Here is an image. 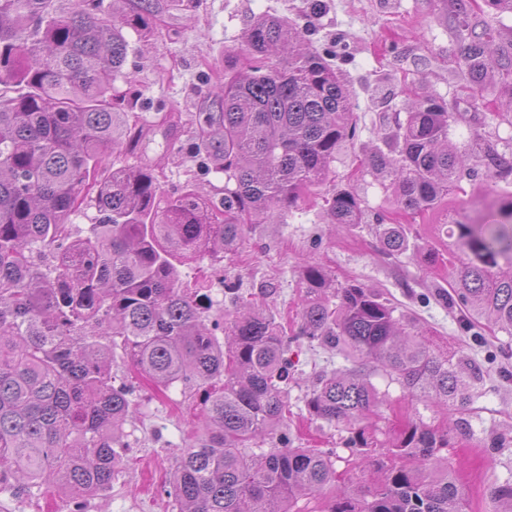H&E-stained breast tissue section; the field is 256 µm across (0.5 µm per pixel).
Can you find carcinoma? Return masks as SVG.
Here are the masks:
<instances>
[{"mask_svg":"<svg viewBox=\"0 0 512 512\" xmlns=\"http://www.w3.org/2000/svg\"><path fill=\"white\" fill-rule=\"evenodd\" d=\"M122 0H0V494L39 497L52 488L85 512L112 487L132 451L127 427L138 409L129 380L112 373L119 356L159 390L209 386L205 435L182 448L170 496L179 512H296L298 498L336 482L333 452L265 447L287 419L288 334L256 302L214 316L209 289L185 284L179 266L232 252L251 224L271 222L325 182L330 163L355 138L350 90L336 67L306 47L308 31L273 17L244 32L250 73L224 67L196 151L224 173L216 204L189 185L162 199L157 176L107 166L130 137L112 110L114 81L130 43L146 30L151 0L127 13ZM474 0H447L468 40L463 74L470 98L490 76L512 74V53L492 56V30L471 23ZM452 113L417 94L406 119L373 150L368 167L390 179L398 205L437 207L471 176L467 153L448 144ZM488 173L512 160L488 147ZM97 222L72 232L85 201ZM333 224H357L349 188L325 198ZM388 254L408 239L379 225ZM460 252L446 299L479 323L512 330V193L492 222L447 230ZM298 336L359 362L321 371L306 401L328 423L378 414L382 373L415 397L462 410L471 375L408 331L411 321L371 288L338 284L306 264ZM231 337L224 346L220 335ZM377 474L330 497L324 512H465L455 479L438 462L447 434L411 425L390 446L364 431L347 439ZM494 512H512V483L490 488Z\"/></svg>","mask_w":512,"mask_h":512,"instance_id":"obj_1","label":"carcinoma"}]
</instances>
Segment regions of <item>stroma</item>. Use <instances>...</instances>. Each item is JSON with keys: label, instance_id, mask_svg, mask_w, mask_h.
<instances>
[{"label": "stroma", "instance_id": "35a3bbf8", "mask_svg": "<svg viewBox=\"0 0 512 512\" xmlns=\"http://www.w3.org/2000/svg\"><path fill=\"white\" fill-rule=\"evenodd\" d=\"M153 9L149 33L129 32L124 75L116 81L120 95L114 107L128 113L138 139L110 160L155 169L164 196L194 184L208 199L223 197V174L203 167L193 144L202 113L217 109L214 90L224 82L225 64L247 70L242 36L260 15L311 28V49L335 58L349 82L357 119L356 137L333 163L327 184L312 189L281 223L251 225L221 263L187 264L183 279L207 276L216 307L233 312L235 296H244L263 304L290 332L299 320L305 263L322 266L338 283L382 290L421 328L432 349L470 361L481 378L471 387L463 415L469 426L460 429L457 411L412 398L399 383L374 375L372 383L388 402L364 424L382 442L410 424L447 430L442 463L463 491L467 512H492L489 486L512 483V332L488 326L473 336L464 327V311L441 294L458 264L447 225L475 220L486 206L500 204L512 192V174L494 178L479 171L463 181L452 204L425 217L397 205L388 180L371 172L365 155L393 129L396 114L405 113V88L419 85L453 106L449 138L466 148L469 167L477 168L482 145L471 141L473 127H480L483 143L511 152L512 77L486 83L479 108L470 106L460 69L467 41L448 20L444 0H153ZM347 186L363 201L361 221L335 227L324 199ZM382 220L405 230L408 249L398 258L383 251L377 232ZM288 356L291 413L272 443L336 451L338 473L355 478L365 464L351 457L345 442L359 425L326 423L305 406L316 372L346 370L352 360L302 338L292 341ZM204 397L202 388L186 391L179 385L162 396L152 382L141 381L133 395L140 411L131 428L133 456L111 490L88 503L86 512H177L167 493L169 480L185 443L201 433Z\"/></svg>", "mask_w": 512, "mask_h": 512}]
</instances>
